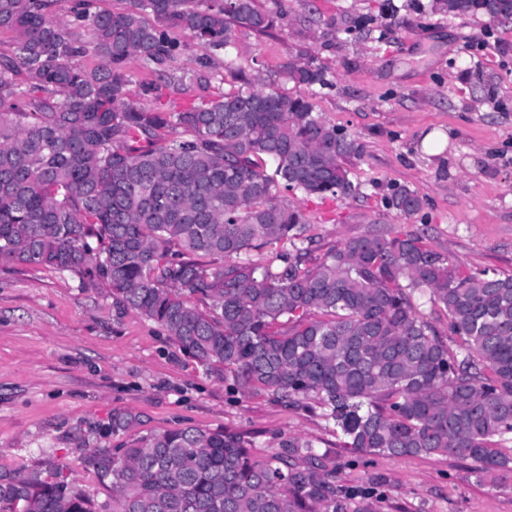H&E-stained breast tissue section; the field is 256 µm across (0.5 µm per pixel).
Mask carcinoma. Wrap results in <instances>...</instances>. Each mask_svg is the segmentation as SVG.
I'll use <instances>...</instances> for the list:
<instances>
[{
  "label": "carcinoma",
  "mask_w": 512,
  "mask_h": 512,
  "mask_svg": "<svg viewBox=\"0 0 512 512\" xmlns=\"http://www.w3.org/2000/svg\"><path fill=\"white\" fill-rule=\"evenodd\" d=\"M0 0V266H32L108 285L117 307L155 322L187 356L224 367L233 389L313 406L365 455H447L496 487L512 472V274H464L427 234L376 233L323 248L288 193L347 198L362 145L312 103L327 71L299 46L282 66L289 94L224 60L238 82L215 83L212 54L236 29L270 37L257 0ZM460 17L512 20V0H432ZM150 14L155 23L144 19ZM187 32L204 54L170 63ZM101 63L86 68L87 54ZM155 78L148 105L128 101V64ZM200 89L188 105L174 95ZM385 205L422 200L403 185ZM266 248L262 260L249 254ZM429 293L448 334L419 313ZM134 416L112 413V434ZM244 435L167 429L90 453L112 512H375L366 489L344 491L309 440L251 453ZM0 512H94L53 459L0 470Z\"/></svg>",
  "instance_id": "carcinoma-1"
}]
</instances>
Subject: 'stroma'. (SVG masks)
<instances>
[{
  "label": "stroma",
  "instance_id": "35a3bbf8",
  "mask_svg": "<svg viewBox=\"0 0 512 512\" xmlns=\"http://www.w3.org/2000/svg\"><path fill=\"white\" fill-rule=\"evenodd\" d=\"M279 15L273 36L240 29L237 65L281 88L296 46L311 49L331 86L322 118L363 146L351 173L362 193L292 201L324 245L366 234L425 231L460 270L512 274V21L462 18L431 0H260ZM399 185L422 210L386 209ZM139 418L130 437L175 426L253 437L254 455L280 439L314 441L342 487L381 478L377 512H512V477L477 483L449 456L356 457L318 414L266 394L241 395L222 367L204 370L151 320L116 307L108 288L41 267H0V469L52 458L93 501L112 494L86 463L112 442V414Z\"/></svg>",
  "mask_w": 512,
  "mask_h": 512
}]
</instances>
